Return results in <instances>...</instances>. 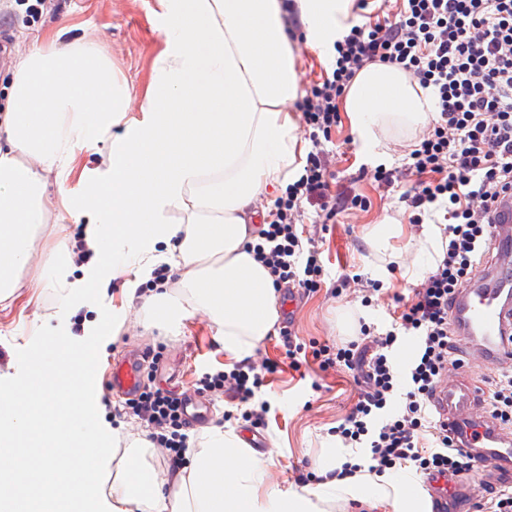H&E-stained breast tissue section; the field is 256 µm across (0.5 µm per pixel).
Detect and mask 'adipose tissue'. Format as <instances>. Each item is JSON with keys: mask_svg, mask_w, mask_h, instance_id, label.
<instances>
[{"mask_svg": "<svg viewBox=\"0 0 512 512\" xmlns=\"http://www.w3.org/2000/svg\"><path fill=\"white\" fill-rule=\"evenodd\" d=\"M163 47L154 57L139 112L125 81L91 45L60 34L15 57L0 110V306L32 286L68 300L101 281L120 280L153 324L206 313L235 360L250 356L277 320V294L250 245L259 241L253 200L297 180L306 145L293 104L298 58L282 0H156ZM352 0H297L307 43L333 52L349 29ZM364 153H379L380 126L394 118L423 125L434 100L401 70L371 64L342 103ZM109 141L105 167L77 171L78 150ZM78 181L79 194L70 183ZM62 201L81 224L90 257L74 264L60 239L35 278L23 280L48 209ZM111 239L112 250L99 246ZM180 273L185 291L141 294L155 267ZM44 356L27 361L23 384L0 386V512H87L91 487L105 512H322L352 488L333 478L299 492L259 494L266 462L242 449L234 431L211 426L167 484H159L134 440L116 452L95 413L89 379L97 351L60 337L49 321Z\"/></svg>", "mask_w": 512, "mask_h": 512, "instance_id": "1", "label": "adipose tissue"}]
</instances>
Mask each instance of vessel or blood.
<instances>
[{"mask_svg": "<svg viewBox=\"0 0 512 512\" xmlns=\"http://www.w3.org/2000/svg\"><path fill=\"white\" fill-rule=\"evenodd\" d=\"M496 260L484 267L482 285L459 291L450 318L459 344L473 358L494 366L512 362V197L504 198L492 215ZM143 359L119 363L112 370V389L131 397L142 379ZM484 394L482 387L466 381L441 378L435 388L436 417L455 427L461 410L476 405ZM478 438H465L463 446L475 458L474 483L494 476L500 483L512 484V437L500 431L490 420H482ZM451 478H425L431 512H447Z\"/></svg>", "mask_w": 512, "mask_h": 512, "instance_id": "1", "label": "vessel or blood"}]
</instances>
